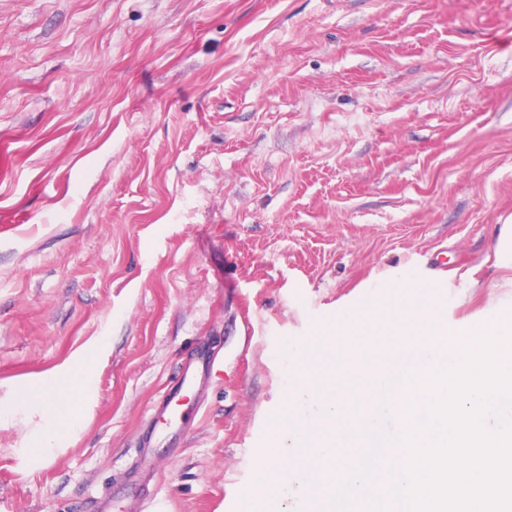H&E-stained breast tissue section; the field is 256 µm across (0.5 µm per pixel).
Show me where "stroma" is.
<instances>
[{"mask_svg": "<svg viewBox=\"0 0 512 512\" xmlns=\"http://www.w3.org/2000/svg\"><path fill=\"white\" fill-rule=\"evenodd\" d=\"M510 222L512 0H0V512H236L279 353L405 267L481 328ZM80 356L33 462L19 399ZM39 393L24 397L27 405L39 407L42 426L38 442L40 453L51 451L53 445L75 434L81 426L83 412L92 390L89 368L80 359L57 368L44 382Z\"/></svg>", "mask_w": 512, "mask_h": 512, "instance_id": "1", "label": "stroma"}]
</instances>
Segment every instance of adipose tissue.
<instances>
[{"mask_svg": "<svg viewBox=\"0 0 512 512\" xmlns=\"http://www.w3.org/2000/svg\"><path fill=\"white\" fill-rule=\"evenodd\" d=\"M92 390L87 365L71 362L57 368L44 382L43 389L28 397V404L39 407L42 426L38 441L42 449L75 434Z\"/></svg>", "mask_w": 512, "mask_h": 512, "instance_id": "adipose-tissue-1", "label": "adipose tissue"}]
</instances>
